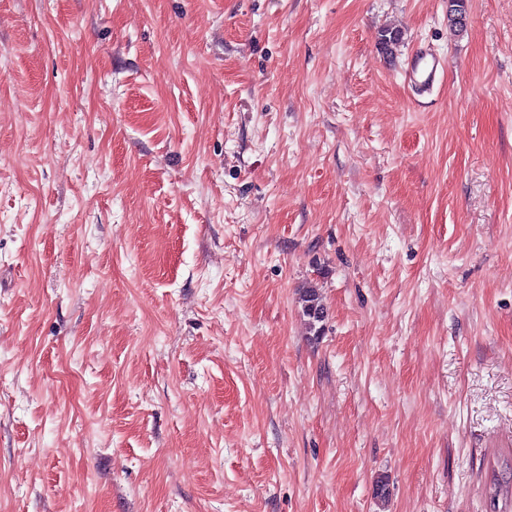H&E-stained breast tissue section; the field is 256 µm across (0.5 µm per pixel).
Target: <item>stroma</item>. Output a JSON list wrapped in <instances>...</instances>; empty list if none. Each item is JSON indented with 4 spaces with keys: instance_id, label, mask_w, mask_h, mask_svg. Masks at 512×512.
I'll use <instances>...</instances> for the list:
<instances>
[{
    "instance_id": "35a3bbf8",
    "label": "stroma",
    "mask_w": 512,
    "mask_h": 512,
    "mask_svg": "<svg viewBox=\"0 0 512 512\" xmlns=\"http://www.w3.org/2000/svg\"><path fill=\"white\" fill-rule=\"evenodd\" d=\"M466 7L0 0V512H502L512 0ZM445 63L435 55L419 50L411 59L406 78L417 96L429 93L443 73ZM300 300L309 331L318 333L321 326L317 328V325L324 321L326 311L317 291L314 288L305 289Z\"/></svg>"
}]
</instances>
